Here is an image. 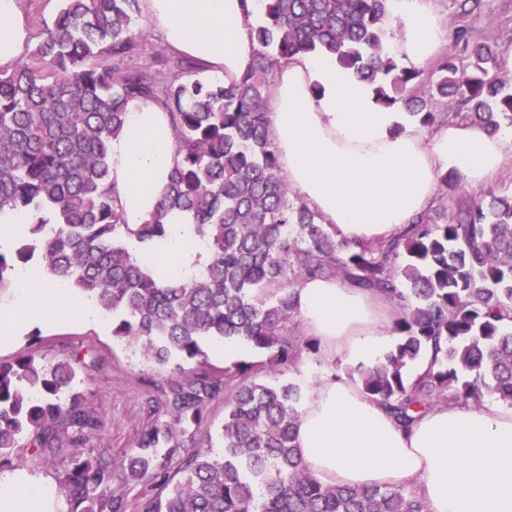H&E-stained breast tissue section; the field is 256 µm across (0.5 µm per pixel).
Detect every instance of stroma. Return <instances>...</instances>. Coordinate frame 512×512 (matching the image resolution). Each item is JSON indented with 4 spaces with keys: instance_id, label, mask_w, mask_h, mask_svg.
I'll return each mask as SVG.
<instances>
[{
    "instance_id": "obj_1",
    "label": "stroma",
    "mask_w": 512,
    "mask_h": 512,
    "mask_svg": "<svg viewBox=\"0 0 512 512\" xmlns=\"http://www.w3.org/2000/svg\"><path fill=\"white\" fill-rule=\"evenodd\" d=\"M438 16L444 31L440 52L454 56L458 65H468L470 58L455 44L454 32L467 26L476 42H494L506 50L509 59L502 62L499 77L512 90V0H482L469 14H462L457 0H428ZM506 144V160L502 169L483 187H449L438 184L435 205L445 206L448 215H455L461 200H474L487 194L512 195V131L502 130ZM285 333L298 347V355L289 370L278 372L267 369V357L254 351H243V360L263 365L265 380L279 384H293L306 389L311 380L327 373L343 372L339 363H323L316 350L311 349V336L304 331L299 319L288 322ZM34 356L41 364L50 366L60 362L72 363L77 377L70 387L80 396L84 406L99 420L97 430L83 434L73 428L60 426L53 448L35 450L30 441H22L12 449L5 462L0 463V474L16 470L50 485L58 503L57 512H74L75 504L63 488V475L77 451L103 456L112 469L111 488H99V501L119 496L124 512H142L146 499L156 495L157 489L147 481H135L126 476V459L144 429L169 422L166 395L172 375L166 369L150 362L138 346L113 336L108 318L95 323L83 322L69 315L46 326L0 342V359L12 360ZM224 424V401L216 399L205 411V421L197 432L179 436L175 453L164 460L165 470L172 480L183 475L182 465L193 451L202 449L221 453L224 445L221 428Z\"/></svg>"
}]
</instances>
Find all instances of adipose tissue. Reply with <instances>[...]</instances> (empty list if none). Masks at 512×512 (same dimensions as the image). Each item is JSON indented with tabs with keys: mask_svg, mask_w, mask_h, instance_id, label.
Wrapping results in <instances>:
<instances>
[{
	"mask_svg": "<svg viewBox=\"0 0 512 512\" xmlns=\"http://www.w3.org/2000/svg\"><path fill=\"white\" fill-rule=\"evenodd\" d=\"M23 0H0V70L12 69L29 41ZM149 23L168 47L200 65L204 79L232 84L253 63L257 10L251 0H143ZM389 18L401 29L389 48L421 64L442 35L424 0H390ZM280 172L297 196L337 239L374 241L402 235L430 207L439 177L458 173L476 189L505 158L500 137L451 120L433 139L407 112L375 100L372 89L328 54L284 64L268 97ZM167 110L152 99L128 107L123 132L112 141V195L125 223L149 220L174 162ZM167 235L133 253L166 280H189L208 260L191 216L172 211ZM15 299L0 306V335L20 336L60 314L98 318L96 303L49 284L42 269H19ZM297 315L316 336L323 362L371 366L390 352L396 304L378 291L333 277L294 291ZM295 444L308 470L340 486L407 483L430 512H512V407L495 402L440 404L403 429L357 381L321 376L299 406ZM0 512H53L48 492L22 473L0 475Z\"/></svg>",
	"mask_w": 512,
	"mask_h": 512,
	"instance_id": "ef3b65f1",
	"label": "adipose tissue"
}]
</instances>
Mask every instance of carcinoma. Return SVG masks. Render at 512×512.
<instances>
[{"instance_id": "1", "label": "carcinoma", "mask_w": 512, "mask_h": 512, "mask_svg": "<svg viewBox=\"0 0 512 512\" xmlns=\"http://www.w3.org/2000/svg\"><path fill=\"white\" fill-rule=\"evenodd\" d=\"M252 66L226 88L186 77L187 58L165 72L127 65L141 37L139 0H61L34 35L32 62L0 70V212L26 211L19 241L0 251V290L28 264L93 298L112 317V335L141 346L179 379L167 406L172 423L153 426L127 458V474L166 493L143 512H430L403 484L349 487L315 478L294 445L300 390L258 381L247 362L216 368L206 340H234L269 355L271 368L296 359L284 334L296 315L293 289L326 275L391 295L403 309L392 331L396 350L356 369L363 393L402 426L436 404L481 402L486 389L512 407V196L466 201L450 222L434 210L402 236L343 242L280 174L275 132L266 118L270 79L299 55L329 53L374 86L378 103H399L420 123L435 113L419 92L428 80L450 106H471L496 134L512 128V92L494 74L501 47L475 43L461 26L456 43L473 61L442 56L430 75L402 68L388 55L382 25L387 0H257ZM162 101L175 131L174 165L157 212L124 223L112 199V138L127 107ZM189 213L209 260L186 282L163 284L130 253L127 237L147 244L165 237L167 211ZM407 263H395L400 254ZM429 369L405 371L424 352ZM76 375L61 362L31 357L0 361V453L33 436L52 447L54 424L79 432L99 427L78 396L62 398ZM224 397V454L192 452L183 479L170 484L158 456L178 435L201 428L206 405ZM64 486L82 512H103L94 492L112 471L87 456Z\"/></svg>"}]
</instances>
